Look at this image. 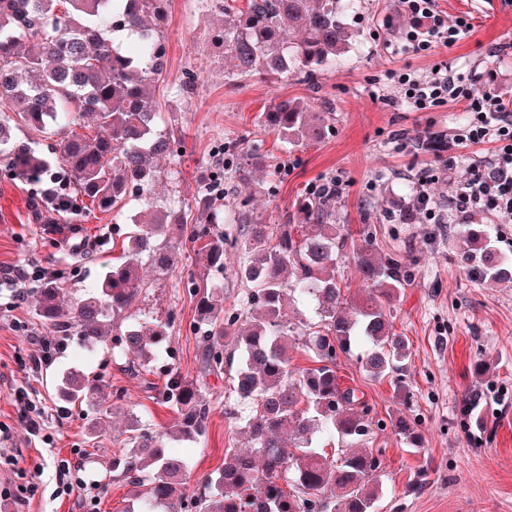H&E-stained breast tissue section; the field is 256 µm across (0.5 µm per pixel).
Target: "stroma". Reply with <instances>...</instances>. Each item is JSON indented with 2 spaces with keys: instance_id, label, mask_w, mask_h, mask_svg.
<instances>
[{
  "instance_id": "obj_1",
  "label": "stroma",
  "mask_w": 512,
  "mask_h": 512,
  "mask_svg": "<svg viewBox=\"0 0 512 512\" xmlns=\"http://www.w3.org/2000/svg\"><path fill=\"white\" fill-rule=\"evenodd\" d=\"M448 18L468 17L472 30L453 47L422 57L403 38L407 17L401 0H361L349 19L356 32L350 52L336 67L321 71L318 91L296 80L279 82L263 74L234 79L224 70V45L217 34L224 15L211 0H168L165 22L148 18L166 46L165 66L156 88L161 117L182 132L180 154L157 160L154 188L161 200L192 206L193 220L208 212L194 208L195 197L217 168L246 165L247 181H224V207L246 211L266 224L282 223L316 186L342 179L331 206L337 224L352 237L369 233L379 255H396L405 280L385 311L393 331L407 346L404 378L409 398L396 396L389 379L364 372L355 358L340 356L342 386L357 388L382 429L369 446L381 450L377 512H512V283L489 284L475 278L460 258V224L455 221L448 183L431 181L448 165L464 178L472 159L489 155L491 144L454 141L466 115L448 102L418 112L400 87L386 78L391 69L428 76L445 64L470 74L488 69L495 88L512 98V0H437ZM192 80L183 95L178 86ZM328 101L335 112L318 143L292 146L263 124L262 114L278 101ZM426 190L441 221L429 223L416 209L417 190ZM112 216L91 210L68 220L34 213L30 187L0 174V268L61 269L70 292L81 293L103 269L120 262L114 247ZM228 239L223 271H206L186 244L176 248L169 274L144 265V290L133 315L171 319L153 365L135 355L113 356L109 347H89L80 336H58L36 319L28 283L0 288V455H16L24 472L0 465V512H84L78 496L63 492L58 459L82 451L79 478L97 497L95 512H124L135 487L113 473L127 435L130 415L159 431L175 418L160 397L162 364L194 379L209 402L205 435L194 444L170 443L171 453L191 466L188 490L221 469L225 460L248 448L236 420L245 404L233 389L232 368L200 371L202 347L193 330L196 301L184 289L188 276L206 280L224 293V311L240 310L250 289L238 274L244 244L236 227L224 225ZM26 299L14 307L15 291ZM53 346L50 360L32 364L43 343ZM483 360L485 374L473 371ZM79 370L105 380L107 391H121L123 407L96 425L92 407L67 402L57 391L63 373ZM26 388L46 409L40 437L29 436L18 421L16 388ZM482 396L479 413L464 396ZM418 419L421 442L408 444L389 422ZM36 483L35 494L19 497L22 481Z\"/></svg>"
}]
</instances>
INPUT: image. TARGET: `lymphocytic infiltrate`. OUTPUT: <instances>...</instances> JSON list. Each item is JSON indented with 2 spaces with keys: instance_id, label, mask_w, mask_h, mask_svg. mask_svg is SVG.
Returning <instances> with one entry per match:
<instances>
[{
  "instance_id": "lymphocytic-infiltrate-1",
  "label": "lymphocytic infiltrate",
  "mask_w": 512,
  "mask_h": 512,
  "mask_svg": "<svg viewBox=\"0 0 512 512\" xmlns=\"http://www.w3.org/2000/svg\"><path fill=\"white\" fill-rule=\"evenodd\" d=\"M413 22L405 33L413 51L428 55L436 48L453 47L471 30L465 18L448 20L437 10L435 0H402ZM389 80L399 84L405 100L418 111H426L451 101L469 112L464 139L473 145L492 143L490 157L471 164L451 197L458 222L473 212H489L498 223H512V100L493 90V73L482 72L468 78L451 72H436L429 80H419L403 70H389Z\"/></svg>"
}]
</instances>
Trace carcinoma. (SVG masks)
Returning a JSON list of instances; mask_svg holds the SVG:
<instances>
[{
    "label": "carcinoma",
    "mask_w": 512,
    "mask_h": 512,
    "mask_svg": "<svg viewBox=\"0 0 512 512\" xmlns=\"http://www.w3.org/2000/svg\"><path fill=\"white\" fill-rule=\"evenodd\" d=\"M166 0H0V160L14 179L34 182L38 202L73 215L93 205L125 216L133 201L152 207L153 218H134L135 229L122 240L125 260L105 269L75 298L68 312L59 306L64 281L48 274L30 289L35 316L55 333L83 337L94 347L109 339L110 318L128 311L144 289L142 260L161 273L172 255L154 247L167 224L179 225V239L200 245L197 256L208 268L224 269L222 217L190 224L167 204L151 202L157 178L151 159L171 156L177 138L157 121L155 85L163 72L165 45L145 18L165 10ZM361 0H216L224 12L227 73L256 72L276 79L295 77L316 91L319 73L349 51L355 31L348 17ZM27 39L24 49L21 40ZM94 116V134H80L85 113ZM333 112L319 116L308 104L282 100L264 113V123L288 144L322 139ZM27 127L42 140L21 141L14 129ZM58 175L61 196L42 195L43 183ZM303 223L258 224L242 217L239 234L248 258L239 269L251 284L246 307L224 318V297L190 278L197 298L196 323L202 334L200 372L221 369L230 357L214 338L235 330L238 367L234 391L249 411L239 417L253 447L233 453L216 475L186 494L188 461L166 451L167 441L196 443L205 433L209 405L196 382L171 375L162 396L177 418L155 433L130 416L121 469L136 487L150 484L145 501L131 500L124 512H374L382 460L372 450L342 455L318 447L334 436L350 447L373 433L368 405L336 374L338 354L349 355L356 342L371 345L357 356L375 378H391L395 392L407 394L402 374L406 349L393 333L384 310L402 287V263L378 257L374 242L356 241L333 223L328 200L320 195L299 208ZM351 255L369 298L353 304L336 280L337 260ZM464 261L482 280L512 277V259L500 254L490 237L464 230ZM299 296L313 304L300 325L290 321L288 304ZM245 320L247 328L236 325ZM165 336L164 325L133 319L113 341L149 363ZM312 353L316 366L297 370L290 352ZM99 378L68 372L62 392L87 403L99 417L110 408L98 400ZM395 431L419 442L417 425L396 419Z\"/></svg>",
    "instance_id": "carcinoma-1"
}]
</instances>
